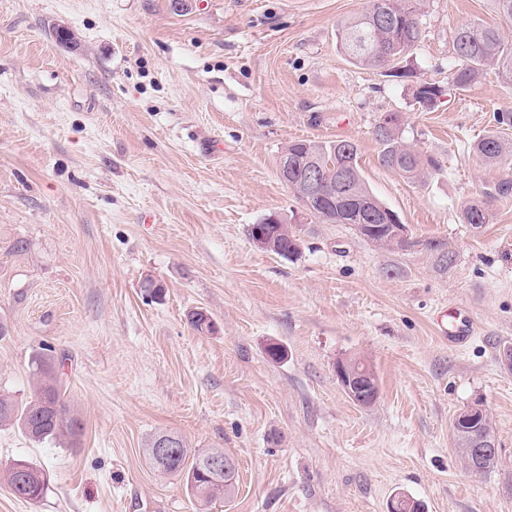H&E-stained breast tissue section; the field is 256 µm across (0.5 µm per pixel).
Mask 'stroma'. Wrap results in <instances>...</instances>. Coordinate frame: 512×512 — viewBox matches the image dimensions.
I'll return each mask as SVG.
<instances>
[{
    "instance_id": "obj_1",
    "label": "stroma",
    "mask_w": 512,
    "mask_h": 512,
    "mask_svg": "<svg viewBox=\"0 0 512 512\" xmlns=\"http://www.w3.org/2000/svg\"><path fill=\"white\" fill-rule=\"evenodd\" d=\"M368 0H0V396L33 392L30 363L64 357L76 443L0 427V473L41 469L29 502L0 476V512H196L184 477L145 448L172 433L234 459V493L210 512H512V165L472 147L512 110V82L448 80L452 33L501 27L491 0H420L409 64L442 86L423 110L409 82L354 64L338 23ZM71 30L75 43L57 41ZM389 112L438 169L421 182L379 163ZM356 144L368 187L417 247L382 249L350 224H319L278 176L293 140ZM487 200L493 221L464 224ZM280 215L298 257L257 249ZM455 256L442 266L429 241ZM161 281L162 297L144 288ZM206 312L216 334L196 332ZM474 325L445 342L437 321ZM278 345L282 359L267 349ZM369 365L370 407L336 380ZM499 448L462 463L451 423L475 404ZM464 224H470L473 228H481L483 224H490L492 213L488 204L484 201H471L464 205L462 210Z\"/></svg>"
}]
</instances>
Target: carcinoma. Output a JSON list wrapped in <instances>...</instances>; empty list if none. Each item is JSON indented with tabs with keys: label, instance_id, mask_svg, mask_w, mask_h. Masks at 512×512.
<instances>
[{
	"label": "carcinoma",
	"instance_id": "cac0c4a2",
	"mask_svg": "<svg viewBox=\"0 0 512 512\" xmlns=\"http://www.w3.org/2000/svg\"><path fill=\"white\" fill-rule=\"evenodd\" d=\"M421 38L420 20L416 0H369L368 8L361 15L343 21L337 30L340 49L355 63L381 69L397 78H412L414 72L403 66L409 52ZM456 65L451 72L452 83L467 88L480 78L484 71L493 69L512 81V41L500 29L481 23L464 24L453 35ZM442 95V88L432 82H417L413 98L425 110L434 108ZM374 134L383 145L381 163L412 180L421 179L436 169L431 159L403 144L399 139V116L388 114L386 124H378ZM288 163L292 165V181L296 184L295 197L308 214L321 224H353L360 236L368 239L386 236L393 221V210L381 202L368 188L358 165L357 146L345 140L315 142L297 140L284 148ZM473 153L485 165H497L512 157V144L498 133L480 138L473 146ZM322 162L323 195L304 191V173L312 156ZM348 163L349 197L342 196L340 167ZM463 223L480 228L492 221V213L484 201H471L462 210ZM261 229L275 238L277 255L292 258L300 249L291 240L292 234L283 219L265 222ZM31 376L35 381L29 401L19 405L0 397V426H16L30 440L43 443L48 440L74 439L81 431V422L71 412L62 385L60 364L52 355L39 353L32 358ZM484 419L472 425L452 422L456 443L464 445L472 436L483 431ZM156 440H151L146 454L154 468L164 474H179L185 478L188 493L204 510L209 503L229 497L235 490L237 467L233 459L219 448L192 450L182 438H177L175 449L164 460L153 454ZM215 454L224 456L230 470L216 476L205 466V460ZM26 470L15 465L5 470V479L14 494L29 501L39 499L45 489L44 473L27 463Z\"/></svg>",
	"mask_w": 512,
	"mask_h": 512
}]
</instances>
